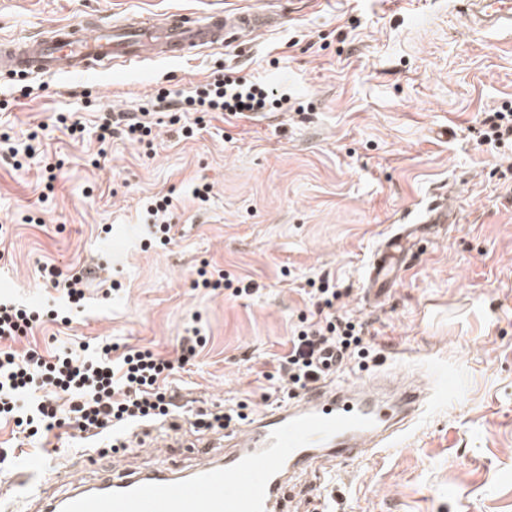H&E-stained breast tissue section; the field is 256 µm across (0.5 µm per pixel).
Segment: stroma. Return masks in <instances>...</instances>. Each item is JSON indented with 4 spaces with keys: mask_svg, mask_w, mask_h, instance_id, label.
I'll return each instance as SVG.
<instances>
[{
    "mask_svg": "<svg viewBox=\"0 0 512 512\" xmlns=\"http://www.w3.org/2000/svg\"><path fill=\"white\" fill-rule=\"evenodd\" d=\"M456 0H0V36L34 34L87 15L154 17L177 10H281L246 44L178 62L148 61L86 77L0 80V135L33 144L22 168L0 157V297L63 309L43 264L90 269L71 323H45L16 352L100 339L175 356L187 324L207 343L168 382L191 409L247 401L253 412L287 404L274 380L301 320L317 321L310 282L329 281L337 314L363 327L373 358L343 360L335 378L445 367L460 392L429 401L399 446L348 461L327 490L295 478L306 512H512V146L481 137L487 113L512 103V37L473 29ZM277 89L275 114L214 112L183 137L161 114L152 146L97 139L109 111L151 108L159 89L191 91L218 75ZM30 89L21 97V89ZM73 112V141L55 127ZM36 141H28L32 128ZM106 158H99V151ZM61 162L53 194L46 164ZM208 185L207 203L192 191ZM173 197L171 241L150 244L145 202ZM447 200L456 221L409 256L393 288L365 291L368 262L398 225ZM231 288L194 289L201 262ZM68 308V307H67ZM191 426L145 435L137 454L101 456L62 438L24 442L0 464V502L25 512L12 477L36 459L57 492L66 474L90 480L113 468L190 465Z\"/></svg>",
    "mask_w": 512,
    "mask_h": 512,
    "instance_id": "1",
    "label": "stroma"
}]
</instances>
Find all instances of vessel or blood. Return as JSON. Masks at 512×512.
I'll list each match as a JSON object with an SVG mask.
<instances>
[{
	"label": "vessel or blood",
	"instance_id": "vessel-or-blood-1",
	"mask_svg": "<svg viewBox=\"0 0 512 512\" xmlns=\"http://www.w3.org/2000/svg\"><path fill=\"white\" fill-rule=\"evenodd\" d=\"M466 3L470 23L512 30V0ZM272 24L268 14L258 11L170 12L160 22L88 16L51 26L36 37L0 38V76H86L112 63L131 68L149 60H177ZM447 220V206L435 201L426 219L401 225L373 253L368 287L395 277L400 255ZM370 392L359 379L321 380L293 404L262 413L223 437L198 435L205 451L190 473L123 471L97 486L76 478L45 512H297L299 504L289 489L293 473L330 474L347 459L393 447L398 428L422 400L420 389L412 386L401 390L396 404L370 400Z\"/></svg>",
	"mask_w": 512,
	"mask_h": 512
}]
</instances>
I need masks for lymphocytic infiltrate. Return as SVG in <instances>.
<instances>
[{"instance_id":"f902f5d3","label":"lymphocytic infiltrate","mask_w":512,"mask_h":512,"mask_svg":"<svg viewBox=\"0 0 512 512\" xmlns=\"http://www.w3.org/2000/svg\"><path fill=\"white\" fill-rule=\"evenodd\" d=\"M157 103L174 104L180 112H255L265 106L263 92L238 82L228 92L224 78L212 87L171 95L161 90ZM99 142L120 133L141 142L153 134L146 112H116L99 127ZM324 316L291 336V347L279 371L291 395L307 390L324 374L323 365L332 353L367 357L355 323L335 315L338 294L324 287L311 293ZM69 324V317L55 310L21 308L0 301V418H13L28 437L47 438L63 427L77 429L86 439L112 434L110 452L129 451L130 435L142 425L191 416L195 432L223 430L246 421L247 405L238 402L213 412H186L178 394L168 389L167 379L194 359L204 338L199 328L186 329L176 357H166L148 348L120 347L116 343H79L77 348L46 355L36 349L25 354L5 348L13 341L34 334L44 321Z\"/></svg>"}]
</instances>
